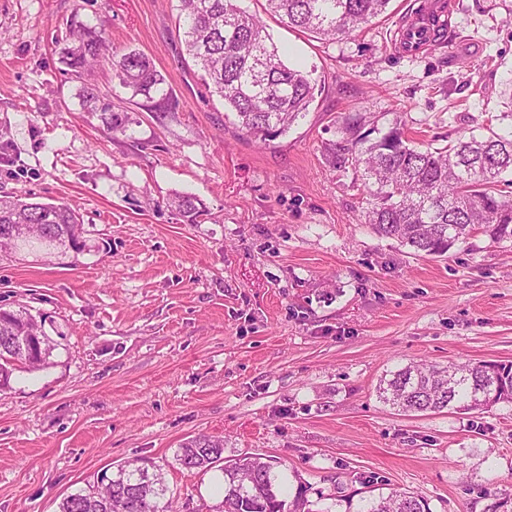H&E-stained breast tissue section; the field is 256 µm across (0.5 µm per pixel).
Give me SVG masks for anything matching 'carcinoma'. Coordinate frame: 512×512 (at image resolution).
Instances as JSON below:
<instances>
[{
  "mask_svg": "<svg viewBox=\"0 0 512 512\" xmlns=\"http://www.w3.org/2000/svg\"><path fill=\"white\" fill-rule=\"evenodd\" d=\"M188 55L201 71L202 84L224 101L239 127L266 141L287 132L303 118L315 99L311 73L289 66L260 18L236 0H180ZM268 11L289 26L324 40L350 36L386 13L391 0H266ZM61 58L81 82L83 105L100 114L112 133H123L126 110L100 95L91 76L112 64L119 84L144 96L164 112L168 94L164 78L146 54L110 51L102 29L71 20ZM365 113L342 119L341 137L329 146L332 160L352 166L367 195L365 223L418 255L443 256L480 230L496 243L512 242V138L493 130L450 141L444 147L419 146L403 129L371 128ZM171 204L194 223L205 207L192 195ZM81 220L66 203L30 202L0 197V250L21 246L82 250ZM27 340L22 341L20 337ZM54 344L42 323L26 308L0 306V390L11 387L15 371L47 363ZM380 397L398 411L436 413L448 409L469 414L512 403V362L482 361L464 365H407L379 384ZM224 440L197 435L179 448L177 461L188 471L207 469L222 459ZM168 487L162 477L131 463L102 473L96 482L66 495L59 512H160ZM302 484L285 496L273 465L243 456L224 463V512H334L337 502L312 508ZM357 512H429L427 502L392 490L363 499Z\"/></svg>",
  "mask_w": 512,
  "mask_h": 512,
  "instance_id": "1",
  "label": "carcinoma"
}]
</instances>
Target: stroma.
<instances>
[{
    "mask_svg": "<svg viewBox=\"0 0 512 512\" xmlns=\"http://www.w3.org/2000/svg\"><path fill=\"white\" fill-rule=\"evenodd\" d=\"M423 2L324 41L238 0L317 81L305 117L263 142L186 61L178 0H0V196L72 204L85 244L0 255V305L55 345L0 391V512H56L128 461L161 474L174 512H216L244 455L355 508L380 482L431 512L512 494L511 404L404 415L377 396L410 364L512 361V243L478 232L413 255L365 224L362 186L328 152L355 112L437 147L512 135V0H456L442 43L402 55L394 30ZM74 18L149 55L172 108L148 111L107 64L93 82L131 123L114 136L89 116L59 56ZM176 193L205 204L200 223ZM198 434L224 439L201 473L176 460ZM171 204L191 223L197 222L200 217L206 215V207L192 195L175 196L171 200Z\"/></svg>",
    "mask_w": 512,
    "mask_h": 512,
    "instance_id": "35a3bbf8",
    "label": "stroma"
}]
</instances>
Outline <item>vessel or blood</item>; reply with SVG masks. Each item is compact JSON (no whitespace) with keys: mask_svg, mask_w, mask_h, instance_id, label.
Here are the masks:
<instances>
[{"mask_svg":"<svg viewBox=\"0 0 512 512\" xmlns=\"http://www.w3.org/2000/svg\"><path fill=\"white\" fill-rule=\"evenodd\" d=\"M454 10V0H433L431 6L412 12L397 29L396 49L413 56L434 47Z\"/></svg>","mask_w":512,"mask_h":512,"instance_id":"1","label":"vessel or blood"}]
</instances>
